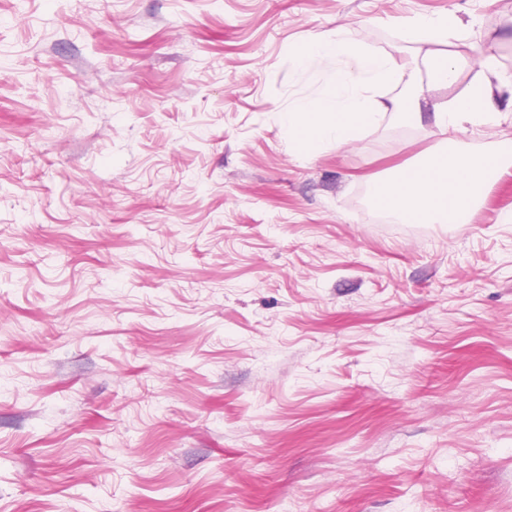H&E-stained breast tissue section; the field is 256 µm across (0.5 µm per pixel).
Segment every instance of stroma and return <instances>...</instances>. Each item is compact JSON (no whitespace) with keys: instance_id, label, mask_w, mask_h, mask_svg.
I'll use <instances>...</instances> for the list:
<instances>
[{"instance_id":"stroma-1","label":"stroma","mask_w":512,"mask_h":512,"mask_svg":"<svg viewBox=\"0 0 512 512\" xmlns=\"http://www.w3.org/2000/svg\"><path fill=\"white\" fill-rule=\"evenodd\" d=\"M445 14L429 97L512 81V0H0V512H512V167L399 223L444 139L403 82L340 146L281 122L315 34L408 75ZM460 22L445 16L410 18L404 25V35L415 42L447 44L448 37L456 35ZM458 67V59L447 52L430 56L426 62V82L423 78H414L410 83L409 112H397V114L402 113L406 119L415 118L420 112L412 111L420 109L421 101H426L425 85L448 86V84L454 82Z\"/></svg>"}]
</instances>
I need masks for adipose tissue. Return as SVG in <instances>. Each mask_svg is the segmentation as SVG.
<instances>
[{
	"mask_svg": "<svg viewBox=\"0 0 512 512\" xmlns=\"http://www.w3.org/2000/svg\"><path fill=\"white\" fill-rule=\"evenodd\" d=\"M407 39L425 43H447L459 30L457 19L448 16L408 19L404 25ZM341 31L318 34L299 59L304 70L325 68L334 58L345 57L320 98L299 102L283 113L282 122L297 140L300 149L313 153L324 144H345L359 131L377 121L372 91L398 80L399 63L389 56L359 50L344 54ZM459 61L453 55L437 53L426 62L425 78L413 79L409 89V108L418 110L425 99L426 84L448 85L454 82ZM488 63L478 73L479 95L433 103L437 123L448 135L449 143L434 150L427 160L416 165L410 175H398L376 197L379 208L415 223L450 224L465 222L473 204L484 189L502 172L498 162L475 155L459 135L466 129L478 130L496 124L499 115L478 110V101H487L495 87L488 74Z\"/></svg>",
	"mask_w": 512,
	"mask_h": 512,
	"instance_id": "ef3b65f1",
	"label": "adipose tissue"
}]
</instances>
